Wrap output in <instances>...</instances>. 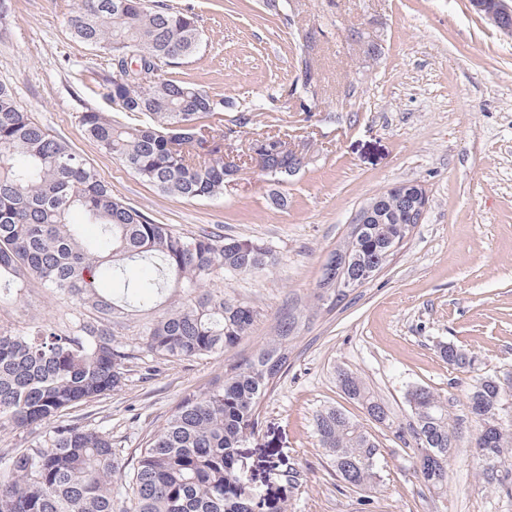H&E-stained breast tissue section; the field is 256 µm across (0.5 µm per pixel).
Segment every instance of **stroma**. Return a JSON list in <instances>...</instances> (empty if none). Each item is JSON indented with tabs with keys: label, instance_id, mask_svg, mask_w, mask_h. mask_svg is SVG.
Masks as SVG:
<instances>
[{
	"label": "stroma",
	"instance_id": "obj_1",
	"mask_svg": "<svg viewBox=\"0 0 512 512\" xmlns=\"http://www.w3.org/2000/svg\"><path fill=\"white\" fill-rule=\"evenodd\" d=\"M165 2L194 16L203 34L179 76L225 100L210 125L247 119L232 152L247 154L252 141L280 134L308 162L284 185L248 168L218 198L161 193L84 136L83 112L129 124L141 117L107 99L99 84L105 59L72 35L75 0H11L0 16V83L21 108L155 223L252 240L279 257L223 284L258 308L250 336L202 359L142 355L122 390L64 412L62 422L106 433L122 463H132L185 397L222 383L295 314L288 368L262 401L260 444L242 451L262 494L287 498L288 512H512V458L499 464V483L485 482L472 461L480 424L469 409L477 384L494 380L512 430V37L470 0H288L283 18L264 0ZM355 30L377 36L376 55L351 39ZM306 66L312 92L301 98L291 89ZM403 182L426 188L423 222L372 281L337 306L323 304L324 268L355 213ZM277 194L285 206L274 203ZM84 314L34 280L0 298L5 331H67ZM446 343L474 367L448 365L439 352ZM341 370L365 379L393 425L371 420L343 394ZM416 387L447 399L455 422L448 486L439 493L420 481L404 444L413 422L407 393ZM327 407L375 437L380 486L349 489L328 465L313 427ZM284 455L299 464L298 490L269 474Z\"/></svg>",
	"mask_w": 512,
	"mask_h": 512
}]
</instances>
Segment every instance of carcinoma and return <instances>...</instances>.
I'll return each instance as SVG.
<instances>
[{"instance_id": "carcinoma-1", "label": "carcinoma", "mask_w": 512, "mask_h": 512, "mask_svg": "<svg viewBox=\"0 0 512 512\" xmlns=\"http://www.w3.org/2000/svg\"><path fill=\"white\" fill-rule=\"evenodd\" d=\"M74 38L112 61L123 50L153 76L149 86L130 75L102 76L106 97L121 112L147 115L146 125L122 124L102 112L81 115L86 135L143 181L185 199L224 194L232 175L220 145L203 147L206 119L224 101L174 76L199 49L202 33L191 15L149 0H78ZM265 176L288 182L294 157L267 145ZM407 223L401 201L386 197L375 224L364 225L345 274L382 270ZM96 224L87 240L82 225ZM138 259L156 274L131 288L124 261ZM274 251L251 240L203 230L191 236L156 224L102 183L69 145L38 124L0 83V279L18 291L30 279L91 311L71 332L45 326L27 333L0 331V423L16 427L49 424L62 412L120 390L127 352L114 334L125 312L143 313L139 349L165 358L199 359L235 346L260 316L249 301L224 295L218 284L274 265ZM123 284L103 295L96 282L107 276ZM336 255L321 286L330 305L347 293L333 288ZM298 318L281 321L278 333L224 383L184 398L166 425L140 450L132 475L119 482L123 463L112 437L76 424L58 425L30 448L0 456V512H287L281 500L263 496L247 478L241 449L258 444L259 407L288 362ZM442 357L468 368L466 353L452 347ZM344 394L364 409L392 418L362 377L341 371ZM417 449V474L440 491L448 484V458L455 434L448 404L428 388L409 392ZM502 393L488 380L469 398L484 421L473 458L487 483L498 481V463L512 454V432L494 424ZM315 434L339 478L366 489L382 481L380 448L358 423L336 408L315 415ZM274 475L293 489L301 481L289 456Z\"/></svg>"}]
</instances>
